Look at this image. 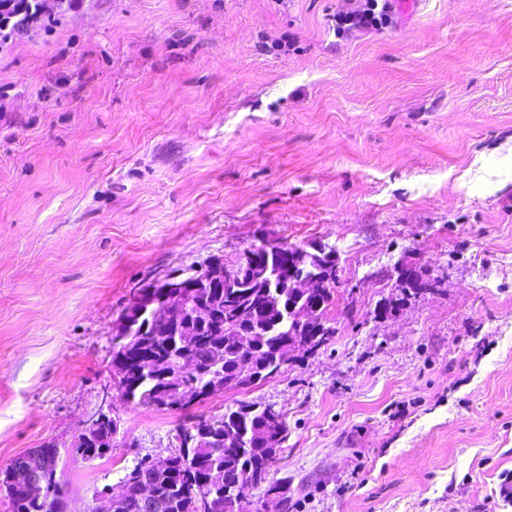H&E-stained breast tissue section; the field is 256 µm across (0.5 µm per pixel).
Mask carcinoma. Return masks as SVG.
<instances>
[{
  "label": "carcinoma",
  "mask_w": 512,
  "mask_h": 512,
  "mask_svg": "<svg viewBox=\"0 0 512 512\" xmlns=\"http://www.w3.org/2000/svg\"><path fill=\"white\" fill-rule=\"evenodd\" d=\"M288 259L274 251L257 248L243 255L241 271L235 275L221 274L215 279L201 276L192 282L194 306L182 311L179 321L159 322L154 306L159 303L158 283L139 289L123 308L115 336H123L125 347L115 351L113 358H137L127 378L125 392L129 400L142 407H156L166 380L155 373L147 356L165 360L176 367L181 358L176 339L185 334L197 337L188 349L187 358L196 366V375L185 377L193 404L184 408L180 430L190 436V444L179 448L171 464L161 470L141 458L125 475L126 512H142L138 484H151L161 512H233V498L241 491L264 488V494L280 496V512H292L293 503L281 492L282 484L271 478L274 466L269 448L262 442L263 428L271 406L244 403L220 418L221 426L212 428V418L194 411L214 390L210 379L221 376L233 380L239 375L244 359L243 342L249 339L273 355L288 337L304 335V328L290 322L291 309L298 297L287 287ZM437 290L436 281L411 272L407 276V292L416 297ZM336 288L320 296H310L300 304L319 308V316L327 318L333 305ZM206 308L209 319L200 322L194 317L196 307ZM56 494L43 503L10 500L11 512H66L57 468L46 474ZM206 486L209 501L194 510L188 508L192 492Z\"/></svg>",
  "instance_id": "obj_1"
}]
</instances>
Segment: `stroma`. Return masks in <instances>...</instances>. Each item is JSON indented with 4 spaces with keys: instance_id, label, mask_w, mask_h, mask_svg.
Instances as JSON below:
<instances>
[{
    "instance_id": "obj_1",
    "label": "stroma",
    "mask_w": 512,
    "mask_h": 512,
    "mask_svg": "<svg viewBox=\"0 0 512 512\" xmlns=\"http://www.w3.org/2000/svg\"><path fill=\"white\" fill-rule=\"evenodd\" d=\"M47 0L0 42V470L58 449L68 512L180 413L113 391L137 289L261 239L340 255L333 341L225 389L285 421L294 512H512V0ZM436 293L375 317L403 255ZM120 430L70 445L104 397ZM378 1H367V8L336 16V29L338 32L346 28H379L386 24V15L376 12Z\"/></svg>"
}]
</instances>
